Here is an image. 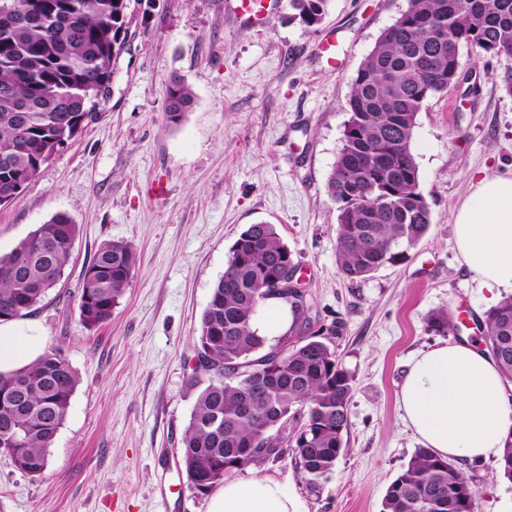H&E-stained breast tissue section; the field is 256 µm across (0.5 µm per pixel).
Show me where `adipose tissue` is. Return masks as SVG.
<instances>
[{"label": "adipose tissue", "mask_w": 512, "mask_h": 512, "mask_svg": "<svg viewBox=\"0 0 512 512\" xmlns=\"http://www.w3.org/2000/svg\"><path fill=\"white\" fill-rule=\"evenodd\" d=\"M455 246L474 280L512 291V178L476 179L454 215ZM45 352L32 322L0 325V372L21 368ZM404 419L424 447L467 463L500 459L512 433V383L483 346L443 343L411 361L400 392ZM297 495L271 476L225 478L208 512H305Z\"/></svg>", "instance_id": "1"}]
</instances>
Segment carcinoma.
Wrapping results in <instances>:
<instances>
[{"mask_svg":"<svg viewBox=\"0 0 512 512\" xmlns=\"http://www.w3.org/2000/svg\"><path fill=\"white\" fill-rule=\"evenodd\" d=\"M132 0H0V199L18 196L72 140L109 84L133 20ZM329 0H288L292 17L319 24ZM512 55V0H408L360 63L346 105L349 119L327 182L338 204L336 263L351 281L366 280L414 248L431 211L420 190L411 143L418 112L461 78L459 51ZM194 102L171 79L165 110L177 124ZM77 225L57 214L10 252L0 254V322L29 314L68 265ZM139 255L125 240L103 242L82 272L79 313L89 327L112 319L134 278ZM293 255L275 225L243 231L229 250L195 330L190 384L197 396L181 439L189 486L205 495L224 478L293 449L310 484L326 479L345 454L352 377L319 335L289 348L266 346L253 322L278 299L295 318L305 293ZM446 336L459 331L446 310L428 318ZM480 341L512 382V297L489 308ZM78 378L58 350L0 373V452L19 471L42 475ZM512 482V432L501 462ZM475 485L457 466L416 449L389 484L380 512H476Z\"/></svg>","mask_w":512,"mask_h":512,"instance_id":"cac0c4a2","label":"carcinoma"}]
</instances>
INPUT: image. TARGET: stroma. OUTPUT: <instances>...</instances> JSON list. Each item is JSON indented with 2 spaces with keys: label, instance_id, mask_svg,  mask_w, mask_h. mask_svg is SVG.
<instances>
[{
  "label": "stroma",
  "instance_id": "stroma-1",
  "mask_svg": "<svg viewBox=\"0 0 512 512\" xmlns=\"http://www.w3.org/2000/svg\"><path fill=\"white\" fill-rule=\"evenodd\" d=\"M264 3L258 25L233 0H137L107 97L0 205L2 254L55 214L80 228L62 279L28 315L79 383L42 476L0 456V512H208L209 496L189 487L180 464L196 397L193 336L248 225L276 226L306 294L300 322L289 307H259L269 346L321 334L352 377L348 451L328 479L310 485L289 450L242 472L286 483L307 512H380L420 446L400 389L411 358L439 340L429 315L451 311L469 338L493 306L457 256L453 224L479 176H512V96L496 80L512 60L461 49L477 94L450 86L424 103L414 131L429 230L405 258L352 282L336 264L338 212L326 185L356 70L408 0H330L312 28L292 20L288 0ZM330 35L332 67L321 52ZM175 76L195 103L173 124L165 108ZM110 239L130 241L140 263L111 320L90 328L78 308L81 270ZM466 473L477 512H512V482L496 464Z\"/></svg>",
  "mask_w": 512,
  "mask_h": 512
}]
</instances>
